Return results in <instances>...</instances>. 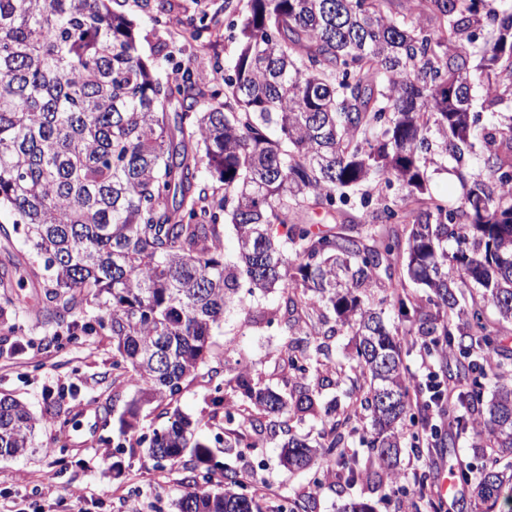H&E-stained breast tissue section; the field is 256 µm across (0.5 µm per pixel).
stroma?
<instances>
[{
	"instance_id": "35a3bbf8",
	"label": "stroma",
	"mask_w": 512,
	"mask_h": 512,
	"mask_svg": "<svg viewBox=\"0 0 512 512\" xmlns=\"http://www.w3.org/2000/svg\"><path fill=\"white\" fill-rule=\"evenodd\" d=\"M180 9L195 16L219 18L222 28L216 41L207 35L192 38L171 25H154L155 0H115L114 9L133 20L140 34V50L152 57L157 43H168L175 59L194 72L212 70L214 65L231 68L238 44L236 32L228 26L224 0H176ZM14 266L12 276L20 280L16 288L18 306L6 312L8 322H19L23 333L11 337L9 352L0 355V395L22 400L39 420L33 446L22 456L0 458V512H174L172 502L188 486L190 454L157 467L143 455L139 440L153 430L167 425L168 416L155 405H143L136 430L119 437L116 419L99 423L94 431L81 430L87 407H100L112 398L128 402L138 394L139 385L129 381L122 388L112 385V342L102 335L92 340H75L64 347L48 343L45 330L33 314L43 292V278L32 272L43 264L22 244L15 242L11 251L0 249V265ZM273 298L243 295L240 303L228 308L224 321L214 329L212 356L208 370L199 371L185 385L176 404L177 409L196 422V436L210 450L209 466L213 485L223 482V466L245 469L252 473L256 488L273 487L281 493L305 491L308 478L289 473L280 464L281 436L264 435L253 448H228L224 432L217 425L223 406L213 401L215 381L209 369L233 375L239 366H247L252 374L273 388L284 390L294 382L289 368L277 358L290 341L284 326L268 323L267 311ZM403 359L409 373L426 377L437 372L450 384L464 382L466 361L456 355L439 359L419 355L420 337H403ZM75 386L76 397L66 399L71 423L60 431L52 418L54 407L50 392L62 386ZM478 439L473 434L450 436L444 447L422 448L413 453L403 447L394 467L401 474V486H409L406 474L412 461L429 477L443 470L476 463ZM55 475L51 494L40 491L46 472ZM321 485L316 493L313 512H341L351 499L366 503L371 512H401L404 495L394 493L389 480L363 479L346 485L333 470H322Z\"/></svg>"
}]
</instances>
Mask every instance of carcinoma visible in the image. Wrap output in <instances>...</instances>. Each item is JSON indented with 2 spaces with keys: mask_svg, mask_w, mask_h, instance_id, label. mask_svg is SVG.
I'll use <instances>...</instances> for the list:
<instances>
[{
  "mask_svg": "<svg viewBox=\"0 0 512 512\" xmlns=\"http://www.w3.org/2000/svg\"><path fill=\"white\" fill-rule=\"evenodd\" d=\"M110 2L0 0V207L15 216L0 235L49 272L38 322L80 313L69 339L107 332L112 384L140 383L119 434L136 428L141 403L172 401L207 364L213 328L244 281L251 294H278L289 333L322 337L321 353L339 332L355 336L350 369L374 429L371 468L389 479L415 419L399 337L467 360L452 403L437 373L426 378L423 408L437 419L429 435L442 440L448 424L485 436L475 512L512 503V366L482 369L502 347V323L512 324V0H414L398 15L391 0H248L232 24V73L208 81L171 64L166 45L143 58L137 27ZM485 19L496 35L481 46ZM475 56L482 112L468 80ZM450 162L458 201L431 187ZM311 215L401 232H337ZM12 288L3 267L0 315ZM390 308L413 310L409 329L390 322ZM278 358L295 387L253 384L242 368L215 387L220 404V392L240 393L225 420L258 434V417L279 418L281 465L315 486L325 466L347 483L370 474L346 451L353 414L324 425L313 445L290 434L291 420L319 415L322 378L299 340ZM191 425L179 414L142 437L148 456L160 463L189 447L207 462L206 445H189ZM36 426L25 403L1 396L0 457L24 454ZM223 479L214 491L210 472L191 475L176 512H311L316 493L285 507L236 468Z\"/></svg>",
  "mask_w": 512,
  "mask_h": 512,
  "instance_id": "cac0c4a2",
  "label": "carcinoma"
}]
</instances>
